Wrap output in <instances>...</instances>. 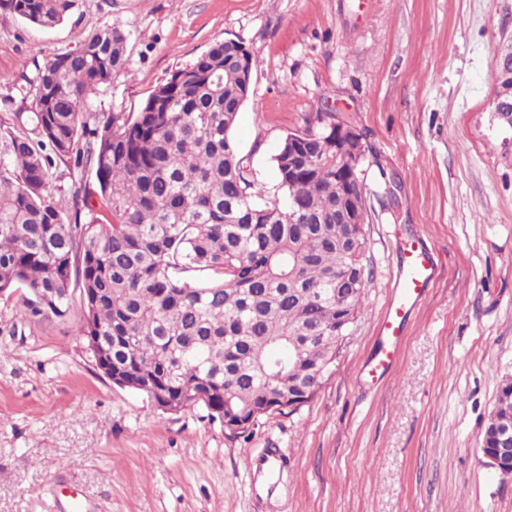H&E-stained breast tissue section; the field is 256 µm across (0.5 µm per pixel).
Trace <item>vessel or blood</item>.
I'll use <instances>...</instances> for the list:
<instances>
[{
    "instance_id": "obj_1",
    "label": "vessel or blood",
    "mask_w": 512,
    "mask_h": 512,
    "mask_svg": "<svg viewBox=\"0 0 512 512\" xmlns=\"http://www.w3.org/2000/svg\"><path fill=\"white\" fill-rule=\"evenodd\" d=\"M438 276L433 251L419 239L406 243L399 254L395 290L381 321L384 341L365 366L369 377L382 378L398 363L406 318Z\"/></svg>"
}]
</instances>
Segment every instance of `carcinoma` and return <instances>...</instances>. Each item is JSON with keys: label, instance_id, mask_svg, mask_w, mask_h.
<instances>
[{"label": "carcinoma", "instance_id": "1", "mask_svg": "<svg viewBox=\"0 0 512 512\" xmlns=\"http://www.w3.org/2000/svg\"><path fill=\"white\" fill-rule=\"evenodd\" d=\"M75 7L0 0L43 29ZM126 42L118 26L97 28L21 75L34 107L14 113L0 149V295L26 289L36 316H64L80 295L99 362L178 411L201 406L222 424L275 398L304 405L364 302L366 239L336 223V186L366 170L316 150L297 159L285 138L273 158L280 196L266 199L233 135L251 90L240 66L255 67L234 39L174 70L139 111L87 120L89 95L125 72ZM58 161L94 180L73 224L49 181ZM497 428L512 429L511 376L481 454Z\"/></svg>", "mask_w": 512, "mask_h": 512}]
</instances>
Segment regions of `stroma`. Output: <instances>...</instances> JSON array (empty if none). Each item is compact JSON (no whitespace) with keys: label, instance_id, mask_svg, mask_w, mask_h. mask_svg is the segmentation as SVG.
<instances>
[{"label":"stroma","instance_id":"stroma-1","mask_svg":"<svg viewBox=\"0 0 512 512\" xmlns=\"http://www.w3.org/2000/svg\"><path fill=\"white\" fill-rule=\"evenodd\" d=\"M128 34L127 71L84 110L135 112L176 68L239 39L257 60L234 136L253 179L306 115L333 112L393 175L392 210L365 227L364 305L316 397L225 434L197 407L166 412L113 384L79 331L0 296V512H512V477L486 467L484 426L512 375V125L494 108L493 59L512 46V0H78L43 29L0 10V136L31 102L34 62L93 29ZM442 269L410 313L399 364L371 382L399 248ZM278 448L286 465L257 472ZM259 493H252V486Z\"/></svg>","mask_w":512,"mask_h":512}]
</instances>
